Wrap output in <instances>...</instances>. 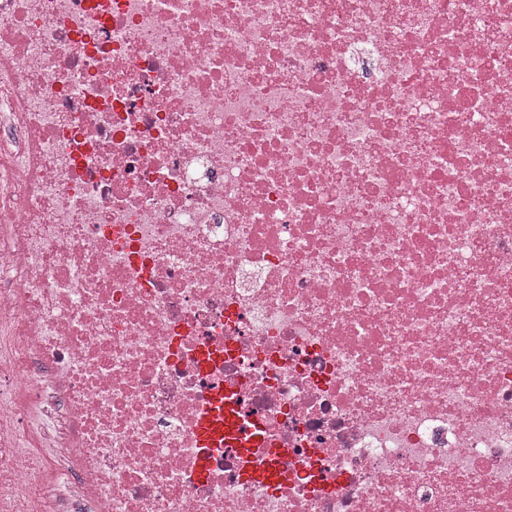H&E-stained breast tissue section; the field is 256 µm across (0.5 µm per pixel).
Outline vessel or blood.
Segmentation results:
<instances>
[{"label":"vessel or blood","mask_w":512,"mask_h":512,"mask_svg":"<svg viewBox=\"0 0 512 512\" xmlns=\"http://www.w3.org/2000/svg\"><path fill=\"white\" fill-rule=\"evenodd\" d=\"M196 433L199 441L207 446L215 445L223 439L238 441L245 461L243 472L249 479L274 485L288 471L287 450L269 448L264 429L259 423L243 427L231 401L219 402L217 408L207 412L200 419ZM257 448L267 451L268 462L265 466L256 467L251 463L253 451Z\"/></svg>","instance_id":"obj_1"}]
</instances>
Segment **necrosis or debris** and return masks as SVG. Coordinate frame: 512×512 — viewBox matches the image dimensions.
Listing matches in <instances>:
<instances>
[{"label":"necrosis or debris","mask_w":512,"mask_h":512,"mask_svg":"<svg viewBox=\"0 0 512 512\" xmlns=\"http://www.w3.org/2000/svg\"><path fill=\"white\" fill-rule=\"evenodd\" d=\"M0 128V512H512V0H0ZM218 397L212 410L199 421L196 433L199 441L206 446H213L224 438V441L245 438L244 426L227 394ZM219 407V409H216ZM242 435V436H241ZM248 439L240 441L237 447L245 461L244 474L252 480L268 485L277 484L282 476L288 472V452L285 448H276L267 452L268 463L263 467H255L250 463L253 448H275L268 443L263 427L252 422L248 429Z\"/></svg>","instance_id":"1"}]
</instances>
